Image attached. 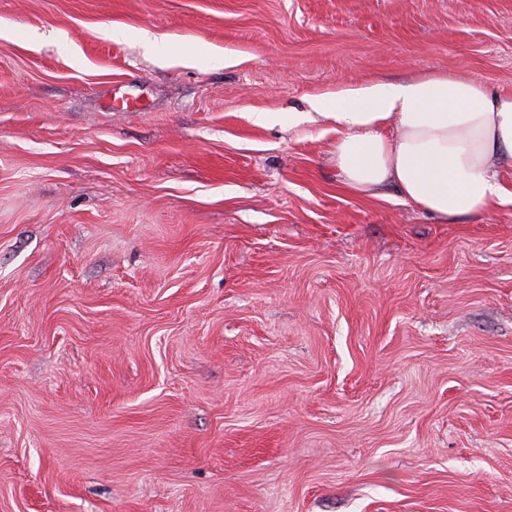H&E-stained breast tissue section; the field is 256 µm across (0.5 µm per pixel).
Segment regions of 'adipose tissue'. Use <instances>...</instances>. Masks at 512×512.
Returning <instances> with one entry per match:
<instances>
[{"instance_id": "1", "label": "adipose tissue", "mask_w": 512, "mask_h": 512, "mask_svg": "<svg viewBox=\"0 0 512 512\" xmlns=\"http://www.w3.org/2000/svg\"><path fill=\"white\" fill-rule=\"evenodd\" d=\"M311 106L335 123L336 168L357 195L392 186L444 221L512 200L502 181L512 168V92L430 73L345 89Z\"/></svg>"}]
</instances>
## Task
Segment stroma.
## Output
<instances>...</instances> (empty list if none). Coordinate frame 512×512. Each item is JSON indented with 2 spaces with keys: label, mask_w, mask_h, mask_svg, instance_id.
<instances>
[{
  "label": "stroma",
  "mask_w": 512,
  "mask_h": 512,
  "mask_svg": "<svg viewBox=\"0 0 512 512\" xmlns=\"http://www.w3.org/2000/svg\"><path fill=\"white\" fill-rule=\"evenodd\" d=\"M433 72L512 0H0V512H512V202L311 107Z\"/></svg>",
  "instance_id": "35a3bbf8"
}]
</instances>
